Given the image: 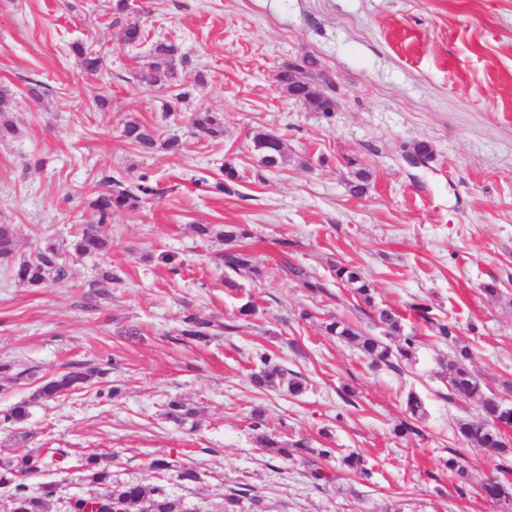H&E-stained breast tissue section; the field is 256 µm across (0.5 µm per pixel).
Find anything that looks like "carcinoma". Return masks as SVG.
<instances>
[{"label": "carcinoma", "mask_w": 512, "mask_h": 512, "mask_svg": "<svg viewBox=\"0 0 512 512\" xmlns=\"http://www.w3.org/2000/svg\"><path fill=\"white\" fill-rule=\"evenodd\" d=\"M118 17L112 20V26L118 28V38L129 44L144 39L145 30L136 20H122L120 14L127 10L125 0L116 4ZM77 56L81 59V67L87 75L99 70L100 57L97 51L75 45ZM178 49L171 42H157L152 45V60L146 68L139 73V79L148 86H163L165 81L174 72ZM315 86L325 88L324 95L332 97L335 86L332 80L321 75L316 80L304 79L293 84L299 93V101L307 103V107L314 111H322L323 101L312 100L311 89ZM190 123L197 131L205 135L218 138L224 134V114L219 112H196L190 118ZM124 138L131 144L145 152H152L161 148L165 152L176 155L182 150L181 141L175 137L161 138L155 127L146 126L136 120L129 121L123 129ZM253 144L261 155V161L269 167L282 163L284 145L281 138L259 130L253 136ZM350 168V186L352 192L360 194L364 191L370 172L364 164L356 159H347ZM237 172L231 164L224 167V180L214 184L218 193L234 195L236 189ZM109 189L97 193L89 201V206L98 214V223L88 225L73 244V254L76 256L103 253L110 248L109 239L102 232V225L108 223L112 213L120 209L136 208L137 204L149 195L155 194V189L149 183L145 174L138 176L137 180L122 181L117 178L107 180ZM196 232L201 237H215L224 242V252L221 258L224 262V271L239 274L243 271L261 275L258 260L242 246L238 239L245 237L246 231L240 224H225L217 230L213 224H197ZM17 243L16 231L12 224L0 223V264L5 265L15 280L31 287H43L49 283L61 280L66 276L65 265L62 262L60 247L52 240L46 239L35 245L33 253L21 260H16ZM279 268L302 282V285L314 292L324 291V284L312 277L304 268L283 259ZM336 281L350 289L352 295L372 304V289L361 275L359 270L349 264H340L335 267ZM383 327L382 333L374 334L369 330L358 327L353 323L334 319L325 323V331L337 336L343 341L357 347L375 366H385L398 370L403 363L413 364L416 361L418 340L415 336H406L402 341L391 344L392 337L401 330V316L392 308H378L371 318L370 327ZM211 323L200 320L195 316H188L184 320L181 334L190 337H207ZM435 331L440 337L450 339L454 347V355L446 362L440 363V377L448 385L449 396L464 397L477 403L482 415L481 421L462 420L457 424V433L470 445L477 448H489L498 454L508 452V445L502 440V435L493 426L494 419L498 417L500 400L493 394L480 378L470 368L472 358L467 346L450 336L448 326L438 323ZM261 368L253 374V382L259 388H276L286 385L288 392L300 394L304 384L297 377H288V369L270 362L268 357L260 356ZM102 373L97 367L76 365L71 370L61 374L43 376L42 382L36 387L29 400L21 401L5 411L0 412V425H16L23 423L29 416L30 404L35 401H52L59 397L61 392L69 395L81 396L91 387L92 380ZM406 410L414 420H421L426 416L423 402L413 391L407 394L405 400ZM196 415V409L180 400H172L168 404L167 416L183 424ZM260 447L274 450L277 454L288 457L300 451L307 450L302 441L284 443L276 439L273 434L262 432L256 437ZM43 461L38 457L21 452L8 457L5 468L0 471V487L7 489L8 496L13 499H26L30 503L31 512H49L48 507L56 493L53 483H44L34 488L29 479L40 472ZM174 467V464L165 458L151 460L149 469L155 474L157 482L145 485L143 483H113L112 471L101 462L99 456L85 458L84 471L86 480L99 485L104 492L89 496L110 497L126 503L127 512H179L177 503L172 501L162 484L164 475ZM483 494L497 502L512 501V482L498 478L489 479L482 483Z\"/></svg>", "instance_id": "carcinoma-1"}]
</instances>
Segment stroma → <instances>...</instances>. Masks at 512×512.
<instances>
[{
	"label": "stroma",
	"instance_id": "stroma-1",
	"mask_svg": "<svg viewBox=\"0 0 512 512\" xmlns=\"http://www.w3.org/2000/svg\"><path fill=\"white\" fill-rule=\"evenodd\" d=\"M116 2L0 0V93L17 128L0 143V222L14 225L19 257L48 238L71 244L96 223L88 201L106 178L145 174L162 189L113 214L103 228L110 252L70 257L68 278L36 288L0 272V363L36 372L0 374V410L70 364L104 370L88 394L31 408L27 451L57 457L31 485L57 482L51 509L60 512L62 499L91 489L83 458L108 454L120 483H153L157 457L194 465L192 485L167 476L181 512H223L241 486L237 512H512L477 489L512 472V456L456 434L459 420L481 414L447 397L438 370L450 342L428 333L416 363L397 371L323 327L333 316L364 319L334 277L336 264H352L374 306L402 313V335L418 330L413 307H429L512 404V0H140L127 16L147 38L133 46L112 26ZM159 40L178 54L173 77L153 89L138 72ZM78 43L100 54L96 74L83 73ZM308 56L336 85L332 117L276 86L283 63ZM32 80L45 87L41 99L27 93ZM99 96L108 109H97ZM204 109L223 113V137L191 126ZM133 119L178 136L181 153L128 145L121 131ZM258 130L286 143L280 167L261 163ZM420 140L433 154L408 166L402 155ZM351 158L371 172L359 196L348 188ZM228 163L239 176L233 196L211 188ZM197 224L244 225L262 276L243 272L225 287L224 245L197 236ZM284 257L325 290L310 293L279 270ZM102 268L111 280L97 281ZM492 282L498 295L484 290ZM248 302L256 315H240ZM189 315L214 323L213 335L183 336ZM263 354L305 379V392L257 390L250 375ZM411 390L428 415L400 434ZM172 398L196 407L193 422L165 417ZM257 407L279 440L330 457L309 463L256 447ZM353 451L365 475L342 466ZM451 457L467 478L448 471ZM316 466L330 482L312 477Z\"/></svg>",
	"mask_w": 512,
	"mask_h": 512
}]
</instances>
